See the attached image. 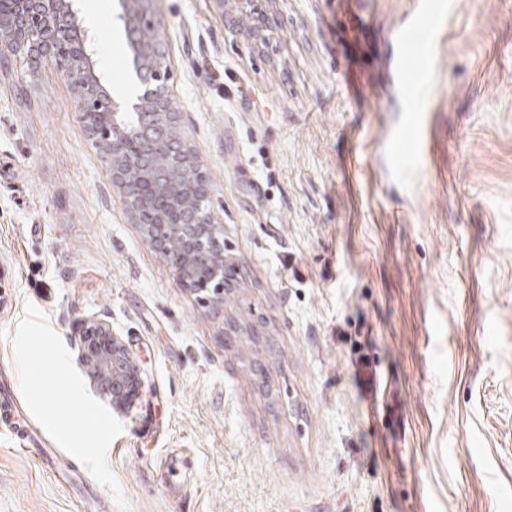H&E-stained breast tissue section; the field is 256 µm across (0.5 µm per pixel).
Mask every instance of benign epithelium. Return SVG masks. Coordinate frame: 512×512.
Instances as JSON below:
<instances>
[{
    "label": "benign epithelium",
    "instance_id": "1",
    "mask_svg": "<svg viewBox=\"0 0 512 512\" xmlns=\"http://www.w3.org/2000/svg\"><path fill=\"white\" fill-rule=\"evenodd\" d=\"M145 0H121L130 63L144 90L125 112L97 68L93 39L80 24L73 0H0V68L32 67L54 59L77 98L78 118L98 150L129 223L171 263L190 293L224 308L231 293L222 225L209 206L210 183L196 147L186 136L169 96L171 72ZM236 0L248 19L246 35L261 42L274 19ZM79 358L94 391L120 408L142 391L139 369L124 342L101 319L84 320Z\"/></svg>",
    "mask_w": 512,
    "mask_h": 512
}]
</instances>
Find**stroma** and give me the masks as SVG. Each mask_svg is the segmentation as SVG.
Returning a JSON list of instances; mask_svg holds the SVG:
<instances>
[{"mask_svg":"<svg viewBox=\"0 0 512 512\" xmlns=\"http://www.w3.org/2000/svg\"><path fill=\"white\" fill-rule=\"evenodd\" d=\"M257 5L254 45L218 0L146 4L237 271L220 310L128 223L55 62L0 70V512H512V0ZM75 7L107 87L133 79L119 0ZM228 314L261 338L225 348ZM93 316L140 366L128 407L78 360ZM431 28L425 23L424 19L413 24L400 28L398 31L399 38L408 45H413L414 49L411 53H406L401 61V68L408 72L412 77L418 74L421 68L428 67V59L417 48L421 42L430 35V31L424 29Z\"/></svg>","mask_w":512,"mask_h":512,"instance_id":"stroma-1","label":"stroma"}]
</instances>
